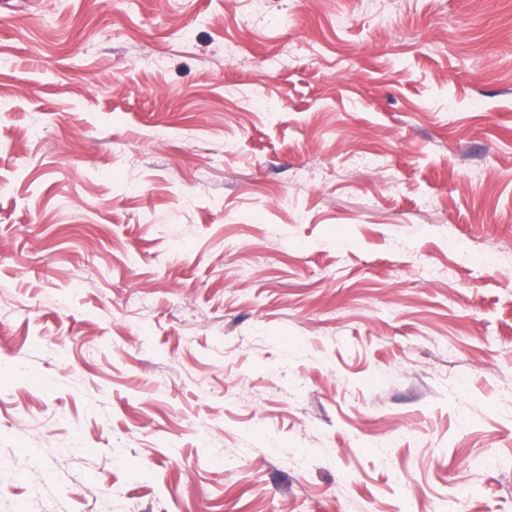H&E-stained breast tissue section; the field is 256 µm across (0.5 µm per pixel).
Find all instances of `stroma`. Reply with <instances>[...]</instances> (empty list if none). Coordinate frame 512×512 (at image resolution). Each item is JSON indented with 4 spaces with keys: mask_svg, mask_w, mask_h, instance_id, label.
<instances>
[{
    "mask_svg": "<svg viewBox=\"0 0 512 512\" xmlns=\"http://www.w3.org/2000/svg\"><path fill=\"white\" fill-rule=\"evenodd\" d=\"M0 512H512V0H0Z\"/></svg>",
    "mask_w": 512,
    "mask_h": 512,
    "instance_id": "stroma-1",
    "label": "stroma"
}]
</instances>
